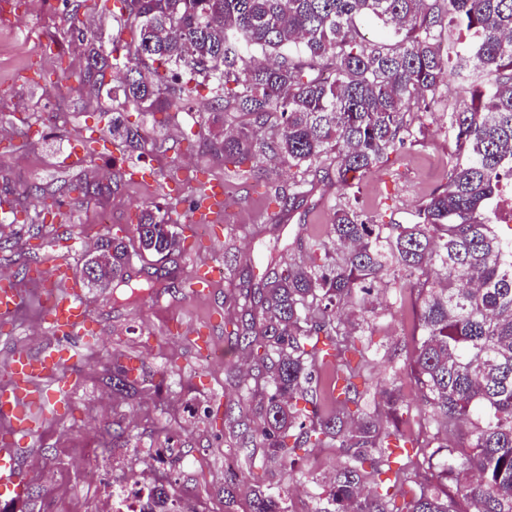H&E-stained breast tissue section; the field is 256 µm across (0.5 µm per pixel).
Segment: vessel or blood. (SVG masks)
<instances>
[{
	"mask_svg": "<svg viewBox=\"0 0 512 512\" xmlns=\"http://www.w3.org/2000/svg\"><path fill=\"white\" fill-rule=\"evenodd\" d=\"M205 203L191 212V225L213 224L224 214V195L219 186L204 188ZM49 330L59 340L83 333L89 313L82 302L83 285L71 272L65 258L53 262L42 290ZM25 300V292L13 277L0 278V318L13 316ZM69 351L59 347L47 355L14 357L8 371V383L0 387V418L9 420L15 433L26 442L40 436V415L46 409H58V398L45 392L41 382L60 377L70 365ZM20 451L0 446V497L17 498L26 491L25 479L18 467Z\"/></svg>",
	"mask_w": 512,
	"mask_h": 512,
	"instance_id": "obj_1",
	"label": "vessel or blood"
}]
</instances>
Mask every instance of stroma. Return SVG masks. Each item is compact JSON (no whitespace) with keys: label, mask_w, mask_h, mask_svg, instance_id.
Listing matches in <instances>:
<instances>
[{"label":"stroma","mask_w":512,"mask_h":512,"mask_svg":"<svg viewBox=\"0 0 512 512\" xmlns=\"http://www.w3.org/2000/svg\"><path fill=\"white\" fill-rule=\"evenodd\" d=\"M87 38L111 46L120 28L110 19L80 11L70 18L62 0H12L0 11V199L25 187L56 188L71 176L67 155L98 128L89 112H62V102L74 100L76 75L83 62L76 29ZM471 98L459 81L441 85L422 119L411 145L389 155L381 167L360 182V206L370 214L408 224L419 203L447 181L453 143L448 134V108ZM211 96L201 91L194 109L170 116L155 126L152 116L128 109L130 122L146 128L150 140H163L164 150L136 160L120 152L84 160L100 179L117 171L125 185L107 205L86 199L64 219L44 225L34 235L27 225L0 222V273L22 282L25 305L0 322V384L14 354L38 353L54 347L35 268L65 256L81 269L82 256L101 235L125 224L142 204L167 200L173 222L184 223L202 182L223 185L231 211L217 227L199 226L186 232L177 255L172 288L141 292L139 299L117 298L111 289H84L93 340L75 348L64 378L45 381L65 409L42 415L37 443L24 445L19 467L28 484L19 500L0 498V512H112V491L140 481L159 479L149 457L175 438L183 456L177 463L175 491L194 512H224L221 489L227 467L239 474L236 512H250L255 484L272 478L261 452L231 456L224 440V407L237 404L242 391L238 370L244 358L235 337L224 328L228 310L229 272L216 278L205 296L188 295L183 283L203 264L222 267L225 252L253 257L270 246H287L295 234L324 235L336 203L334 185L317 186L307 203L287 218L269 204L265 190L247 174L226 168L205 147H189L187 138L206 127ZM372 344L377 351V375L398 371L404 381L403 399L412 408L406 428L418 433L421 403L408 381L410 304H396L390 294H378ZM210 336L213 351L203 356L194 329ZM121 362L137 381L135 395L112 389V364ZM126 430L113 439L115 421ZM95 464L99 479L88 482L81 468ZM343 460L335 448L305 452L298 463L299 487L288 495L290 512H327L325 478Z\"/></svg>","instance_id":"35a3bbf8"}]
</instances>
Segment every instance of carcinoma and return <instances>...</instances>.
<instances>
[{"instance_id": "obj_1", "label": "carcinoma", "mask_w": 512, "mask_h": 512, "mask_svg": "<svg viewBox=\"0 0 512 512\" xmlns=\"http://www.w3.org/2000/svg\"><path fill=\"white\" fill-rule=\"evenodd\" d=\"M131 34L134 50L118 87L109 86L119 48L106 51L76 29L87 91L83 108L99 114L109 136L97 144L145 149L131 106L154 115L190 111L201 85L210 86L212 125L235 124L204 145L236 168L249 166L269 180L267 161L295 170L288 187L273 185L283 215L298 211L317 185L336 183V208L325 236L306 243V259L273 248L253 282L238 278L239 316L232 333L256 366L260 389L254 430L242 415L224 412V433L243 452L260 447L281 466L276 482L254 486L250 512H288L286 485L296 479L298 448H340L345 460L328 493L332 512H402L390 489L408 478L418 447L404 429L409 406L401 378L382 386L383 403L348 420L360 406L358 383L373 379L375 359L366 296L378 288L403 298L416 312L410 380L421 398L424 447L436 459V484L420 489L408 512H512V234L491 224V200L512 172V0H82ZM473 34V51L443 54V14ZM381 24L385 41L367 42L357 21ZM472 86L471 101L453 107V161L448 181L416 212L415 223L376 220L359 204L357 181L389 154L415 141V122L445 79ZM112 104L106 106L101 94ZM122 177L103 184L82 170L56 190H26L40 223L77 193L107 201ZM132 237L102 236V258L88 285H128L133 258L142 286L166 280L180 253L169 204L152 202L129 225ZM112 386L130 391L127 370L113 365ZM311 404L308 413L297 401ZM468 427L459 449L448 433ZM388 490L368 495L363 484ZM236 475L224 477L225 512H235ZM143 512H187L165 483L149 488Z\"/></svg>"}]
</instances>
